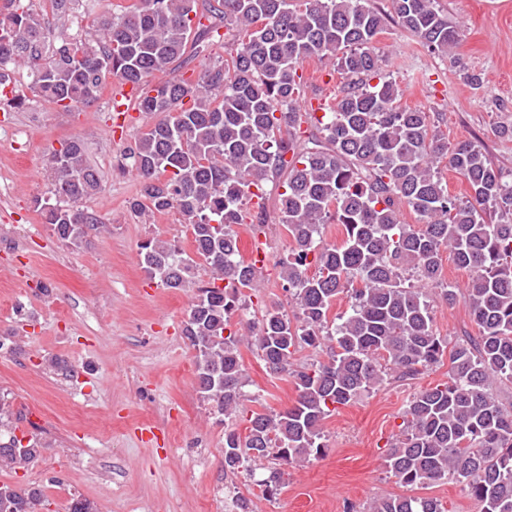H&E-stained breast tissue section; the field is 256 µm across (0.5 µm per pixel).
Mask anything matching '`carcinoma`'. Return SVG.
Wrapping results in <instances>:
<instances>
[{"instance_id": "cac0c4a2", "label": "carcinoma", "mask_w": 512, "mask_h": 512, "mask_svg": "<svg viewBox=\"0 0 512 512\" xmlns=\"http://www.w3.org/2000/svg\"><path fill=\"white\" fill-rule=\"evenodd\" d=\"M76 17L95 0H53ZM431 53L446 56L464 37L437 0H134L102 10L79 37L52 27L34 0H0V88L25 68L36 97L69 111L97 99L115 78L137 91L132 109L155 118L125 153L139 180L130 207L140 214L177 210L189 221L195 257L152 238L140 263L167 288L195 292L183 334L195 351L198 392L232 424L249 380L231 318L248 308L243 290L264 287L263 273L240 256L233 226L265 233V184L281 189L280 224L291 245L275 261L292 311L273 302L248 326L269 370L292 377L298 397L278 413L254 412L246 432L224 431V474L268 471L263 497L285 482V467L319 457L331 409L412 380L450 352L448 381L413 395L389 444L386 467L405 487L464 484L479 512H512V409L496 387L512 384V178L472 140L448 145L429 113L401 104L382 70L378 35L389 21ZM224 27V56L195 75L153 82L186 53L198 57ZM330 61L344 79L324 118L301 109L303 61ZM376 84H371L372 80ZM49 198L35 207L62 242L79 246L107 225L78 206L101 188L99 171L75 137L49 159ZM469 187L448 193L443 170ZM408 209L417 223L402 221ZM341 224L340 245L324 239ZM470 272L464 303L479 328L448 349L434 328L429 291L449 304L456 288L444 257ZM208 280H195L197 261ZM348 308L330 317L340 296ZM325 358L299 363L302 349ZM38 438L0 433V469L41 456ZM277 465H270V461ZM42 491L0 484V512H37ZM346 512H446L436 498L394 495Z\"/></svg>"}]
</instances>
